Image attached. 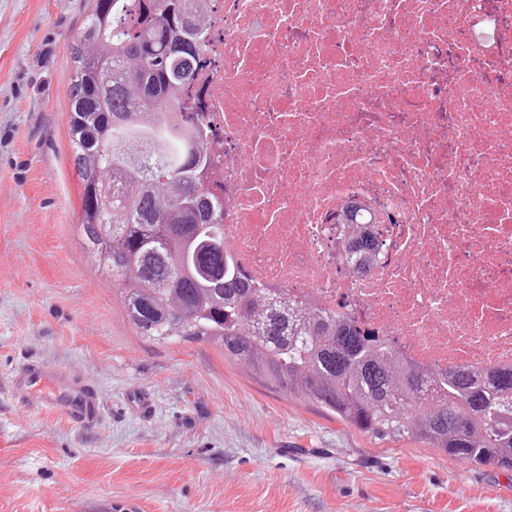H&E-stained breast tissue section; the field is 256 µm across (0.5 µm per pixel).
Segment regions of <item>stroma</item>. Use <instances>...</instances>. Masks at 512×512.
<instances>
[{"label": "stroma", "instance_id": "1", "mask_svg": "<svg viewBox=\"0 0 512 512\" xmlns=\"http://www.w3.org/2000/svg\"><path fill=\"white\" fill-rule=\"evenodd\" d=\"M88 12L0 0V512H512V471L370 439L219 347L130 324L79 227L67 90ZM28 359L94 383L102 421L21 408Z\"/></svg>", "mask_w": 512, "mask_h": 512}]
</instances>
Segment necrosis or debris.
Returning <instances> with one entry per match:
<instances>
[{"label": "necrosis or debris", "instance_id": "necrosis-or-debris-1", "mask_svg": "<svg viewBox=\"0 0 512 512\" xmlns=\"http://www.w3.org/2000/svg\"><path fill=\"white\" fill-rule=\"evenodd\" d=\"M200 37L235 273L408 362L512 368V0H212ZM351 200L380 218L366 273Z\"/></svg>", "mask_w": 512, "mask_h": 512}]
</instances>
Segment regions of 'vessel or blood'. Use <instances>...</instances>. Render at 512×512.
Here are the masks:
<instances>
[{
	"label": "vessel or blood",
	"mask_w": 512,
	"mask_h": 512,
	"mask_svg": "<svg viewBox=\"0 0 512 512\" xmlns=\"http://www.w3.org/2000/svg\"><path fill=\"white\" fill-rule=\"evenodd\" d=\"M11 390L23 405L53 409L76 423L90 426L102 418L94 387L62 368L25 362L11 379Z\"/></svg>",
	"instance_id": "1"
}]
</instances>
